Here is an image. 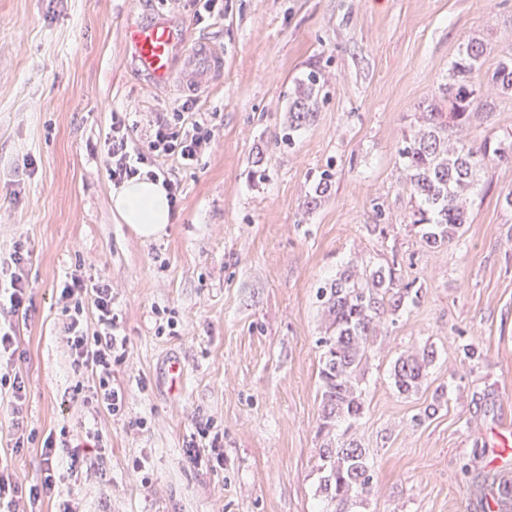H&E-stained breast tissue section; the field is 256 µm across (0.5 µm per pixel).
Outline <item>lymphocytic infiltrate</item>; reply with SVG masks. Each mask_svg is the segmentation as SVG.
<instances>
[{"mask_svg": "<svg viewBox=\"0 0 512 512\" xmlns=\"http://www.w3.org/2000/svg\"><path fill=\"white\" fill-rule=\"evenodd\" d=\"M193 101H185L174 110L171 118L159 119L142 139H134L136 124L126 116L113 114L111 132L107 139L105 170L113 184H121L139 172L161 179L169 192L171 203H178L181 191L177 182L169 178L166 164L176 161L185 166L198 162L208 150L214 130L193 111ZM26 258L21 250H14L7 264L9 283L0 292V357H14L17 351L15 317L26 311L28 283L22 273ZM62 313L67 318V343L75 367L91 369L98 383L96 400L108 412L120 410L123 393L112 384V361L125 348L116 331L118 324L112 314V290L104 285L85 288L80 278L65 284L60 293ZM91 299L97 315L98 328L94 333L84 329V299ZM89 440L77 437L60 442L46 441L42 455L46 463L64 461L68 471L91 473L95 464ZM55 481L52 471L33 484L21 483L7 469L0 468V502L20 506L22 502L37 505L52 498Z\"/></svg>", "mask_w": 512, "mask_h": 512, "instance_id": "obj_1", "label": "lymphocytic infiltrate"}]
</instances>
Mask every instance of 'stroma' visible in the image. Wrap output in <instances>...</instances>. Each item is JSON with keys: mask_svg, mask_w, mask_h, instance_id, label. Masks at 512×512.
<instances>
[{"mask_svg": "<svg viewBox=\"0 0 512 512\" xmlns=\"http://www.w3.org/2000/svg\"><path fill=\"white\" fill-rule=\"evenodd\" d=\"M195 10L0 0V258L22 247L30 287L19 357L0 368L26 384L21 430L0 398V467L33 483L46 440L90 431L99 470L56 469L40 512L72 498L81 512H318L328 317L315 293L346 264L392 263L422 293L371 347L354 431L375 490L355 512H485L495 474L512 470L492 446L512 423V163L481 172L463 235L429 250L410 224L398 150L428 105H445L466 39L485 44L486 68L512 55V0H224L223 18L203 23ZM137 18L221 47L223 74L197 92L176 78L155 87L124 45ZM312 71L318 110L289 133L292 93ZM485 94L492 109L470 139H512V98ZM189 99L215 138L197 164H169L176 220L145 240L112 210V115L132 113L143 131ZM74 275L112 288L127 341L112 366L124 394L115 416L69 357L60 290ZM161 310L174 325L159 336ZM470 342L480 359H465ZM423 348L436 353L427 382L398 393L391 364ZM439 390L445 403L425 418ZM207 423L224 435L213 470L184 454Z\"/></svg>", "mask_w": 512, "mask_h": 512, "instance_id": "1", "label": "stroma"}]
</instances>
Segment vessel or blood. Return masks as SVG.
Wrapping results in <instances>:
<instances>
[{
    "label": "vessel or blood",
    "mask_w": 512,
    "mask_h": 512,
    "mask_svg": "<svg viewBox=\"0 0 512 512\" xmlns=\"http://www.w3.org/2000/svg\"><path fill=\"white\" fill-rule=\"evenodd\" d=\"M126 42L138 70L152 83L164 85L173 77L176 57H183V85L200 87L202 81L224 70V52L213 43L189 36L185 27L160 21L130 24Z\"/></svg>",
    "instance_id": "1"
}]
</instances>
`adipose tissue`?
<instances>
[{"label": "adipose tissue", "mask_w": 512, "mask_h": 512, "mask_svg": "<svg viewBox=\"0 0 512 512\" xmlns=\"http://www.w3.org/2000/svg\"><path fill=\"white\" fill-rule=\"evenodd\" d=\"M112 208L122 223L141 238L163 236L174 221V211L161 181L138 175L124 181L112 192Z\"/></svg>", "instance_id": "ef3b65f1"}]
</instances>
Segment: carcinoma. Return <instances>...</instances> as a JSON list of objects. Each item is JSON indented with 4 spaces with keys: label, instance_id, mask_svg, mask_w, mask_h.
I'll use <instances>...</instances> for the list:
<instances>
[{
    "label": "carcinoma",
    "instance_id": "cac0c4a2",
    "mask_svg": "<svg viewBox=\"0 0 512 512\" xmlns=\"http://www.w3.org/2000/svg\"><path fill=\"white\" fill-rule=\"evenodd\" d=\"M487 47L472 38L462 44L449 69L448 111L429 106L423 124L399 149L404 185L414 199L411 224L420 243L428 249L442 247L461 235L468 223L469 208L481 170L493 162L512 160V142L495 146L483 141L474 146L459 137L470 127L481 109L483 88L494 87L504 96L512 95V58L500 60L491 71H482ZM320 83L311 72L301 83L289 107L288 139L306 125L316 111ZM421 287L402 283L395 266H374L361 271L346 270L317 288L318 302L329 316L325 347L319 371L322 418L319 433H331L335 424L358 421L365 411L361 387L369 358V346L386 327L384 303L399 310L407 301L418 299ZM434 351L407 352L391 368V379L401 394L418 391L428 379ZM321 473L319 493L331 512H352L373 485V474L365 450L355 439L337 446L327 443L319 449Z\"/></svg>",
    "mask_w": 512,
    "mask_h": 512
}]
</instances>
